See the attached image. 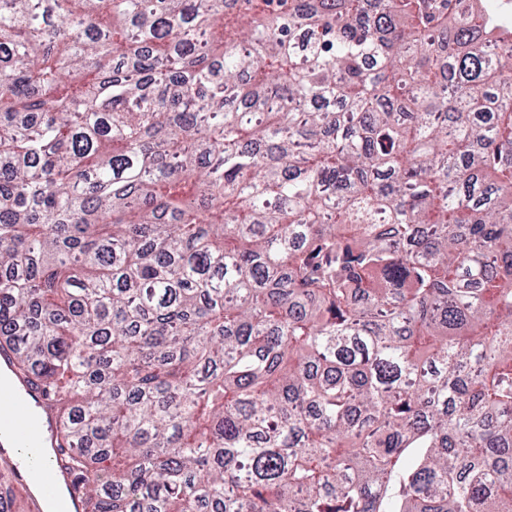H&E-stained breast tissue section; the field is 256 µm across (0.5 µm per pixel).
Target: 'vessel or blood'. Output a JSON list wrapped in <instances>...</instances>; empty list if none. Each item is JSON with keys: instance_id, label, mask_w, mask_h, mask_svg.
<instances>
[{"instance_id": "b4317fda", "label": "vessel or blood", "mask_w": 512, "mask_h": 512, "mask_svg": "<svg viewBox=\"0 0 512 512\" xmlns=\"http://www.w3.org/2000/svg\"><path fill=\"white\" fill-rule=\"evenodd\" d=\"M54 427L44 397L24 378L9 386L0 385V466L11 470L19 485H27L32 470L46 476L42 495L30 497L32 512H42L43 499L62 482L74 483L73 475L58 470L50 456L43 454L42 442Z\"/></svg>"}]
</instances>
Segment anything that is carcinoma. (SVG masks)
Segmentation results:
<instances>
[{
	"instance_id": "carcinoma-1",
	"label": "carcinoma",
	"mask_w": 512,
	"mask_h": 512,
	"mask_svg": "<svg viewBox=\"0 0 512 512\" xmlns=\"http://www.w3.org/2000/svg\"><path fill=\"white\" fill-rule=\"evenodd\" d=\"M369 2L0 0V354L83 512H512V37Z\"/></svg>"
}]
</instances>
